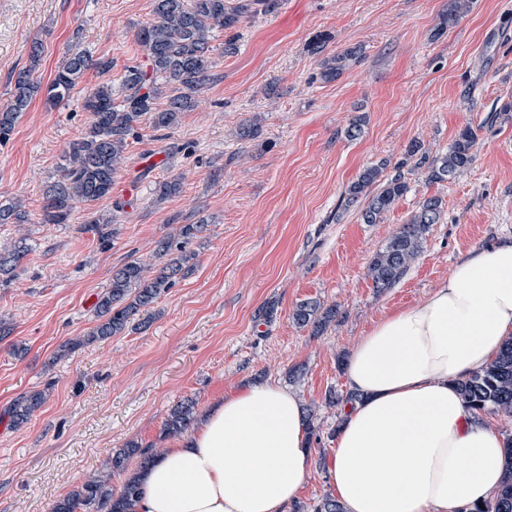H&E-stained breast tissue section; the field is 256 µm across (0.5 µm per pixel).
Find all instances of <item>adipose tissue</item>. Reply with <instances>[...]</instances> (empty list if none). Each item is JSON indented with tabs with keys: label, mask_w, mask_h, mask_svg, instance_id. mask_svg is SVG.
I'll use <instances>...</instances> for the list:
<instances>
[{
	"label": "adipose tissue",
	"mask_w": 512,
	"mask_h": 512,
	"mask_svg": "<svg viewBox=\"0 0 512 512\" xmlns=\"http://www.w3.org/2000/svg\"><path fill=\"white\" fill-rule=\"evenodd\" d=\"M512 340V240L475 250L421 303L376 321L351 351L327 460L344 512H472L500 487L505 440L455 383ZM305 417L287 388L225 395L140 473L136 512H288L308 477Z\"/></svg>",
	"instance_id": "obj_1"
}]
</instances>
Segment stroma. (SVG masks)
I'll return each mask as SVG.
<instances>
[{
  "instance_id": "1",
  "label": "stroma",
  "mask_w": 512,
  "mask_h": 512,
  "mask_svg": "<svg viewBox=\"0 0 512 512\" xmlns=\"http://www.w3.org/2000/svg\"><path fill=\"white\" fill-rule=\"evenodd\" d=\"M151 10V0H0V103L36 40L41 82L76 43L111 58L121 94L125 66L144 59L136 31ZM447 10L448 0H280L241 24L232 50L216 30L213 79L198 107L167 138L140 129L111 198L94 205L117 216L108 251L82 231L84 208L66 224L40 221L44 189L89 120L83 98L99 77L87 72L57 107L33 101L0 144V198H21L33 220L24 270L0 290V318L11 325L0 338V512H50L88 476L109 474L110 453L126 441L171 448L161 430L177 401L194 400L202 414L258 379L316 405L324 437L310 445L299 499L331 492L326 461L339 410L325 396L345 391L347 354L383 315L421 303L471 251L512 239V0H472L445 28ZM319 35L326 56L358 55L330 82L319 76L322 57L307 51ZM359 117L363 133L349 140L344 131ZM253 123L261 135L242 137ZM466 126L477 134L469 169L433 183L405 167L410 190L378 224L343 208L363 168L398 162L414 139L446 153ZM174 174L180 193L159 199L156 182ZM430 196L443 200L440 223L405 277L377 292L371 256ZM200 219L196 267L153 305L146 329L55 359L94 326L113 268L152 263L159 239ZM307 300L336 306L335 324L317 335L297 327L293 312ZM292 368L299 379H289ZM43 388L44 405L11 426L10 403Z\"/></svg>"
}]
</instances>
